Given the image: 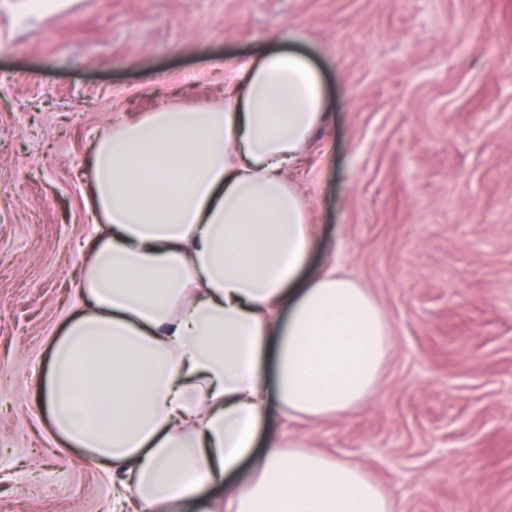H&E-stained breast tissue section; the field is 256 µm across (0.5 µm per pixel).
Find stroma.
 Instances as JSON below:
<instances>
[{"label":"stroma","instance_id":"1","mask_svg":"<svg viewBox=\"0 0 512 512\" xmlns=\"http://www.w3.org/2000/svg\"><path fill=\"white\" fill-rule=\"evenodd\" d=\"M296 33L328 120L291 178L310 269L389 326L355 411L264 432L359 465L396 512H512V0H0V512H107L110 481L38 410L75 312L84 172L112 124L222 101Z\"/></svg>","mask_w":512,"mask_h":512}]
</instances>
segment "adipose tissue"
Returning a JSON list of instances; mask_svg holds the SVG:
<instances>
[{
  "label": "adipose tissue",
  "instance_id": "adipose-tissue-1",
  "mask_svg": "<svg viewBox=\"0 0 512 512\" xmlns=\"http://www.w3.org/2000/svg\"><path fill=\"white\" fill-rule=\"evenodd\" d=\"M326 118L294 45L262 53L220 105L164 107L95 143V222L77 313L39 371L40 409L118 487L112 512H393L356 464L260 441L347 414L390 346L372 296L305 275L310 214L285 173Z\"/></svg>",
  "mask_w": 512,
  "mask_h": 512
}]
</instances>
